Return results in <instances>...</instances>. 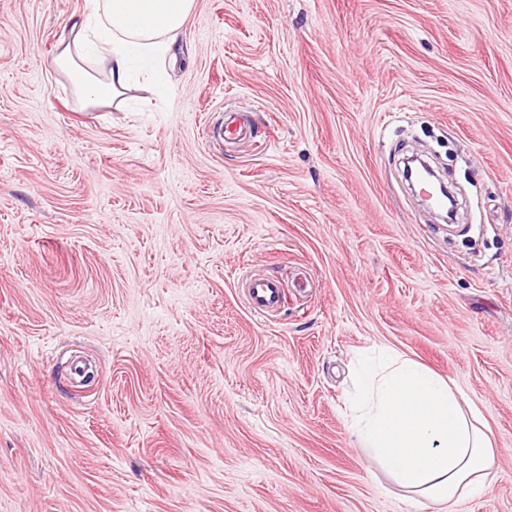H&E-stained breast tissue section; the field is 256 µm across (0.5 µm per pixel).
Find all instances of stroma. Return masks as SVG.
Masks as SVG:
<instances>
[{"instance_id": "stroma-1", "label": "stroma", "mask_w": 512, "mask_h": 512, "mask_svg": "<svg viewBox=\"0 0 512 512\" xmlns=\"http://www.w3.org/2000/svg\"><path fill=\"white\" fill-rule=\"evenodd\" d=\"M86 2L0 0V512H440L346 416L382 347L496 435L456 512H512V0H196L96 108ZM245 298L252 312L267 316L277 311L287 300V292L280 280L273 277H251Z\"/></svg>"}]
</instances>
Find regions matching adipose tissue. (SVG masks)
Here are the masks:
<instances>
[{"label":"adipose tissue","mask_w":512,"mask_h":512,"mask_svg":"<svg viewBox=\"0 0 512 512\" xmlns=\"http://www.w3.org/2000/svg\"><path fill=\"white\" fill-rule=\"evenodd\" d=\"M195 6L196 0H88L55 62L86 106L114 100L131 85L133 58L164 61ZM93 56L106 60L105 75L85 68ZM357 387V438L409 496L452 507L486 492L495 436L477 408L463 409L446 380L391 354L360 375Z\"/></svg>","instance_id":"1"}]
</instances>
